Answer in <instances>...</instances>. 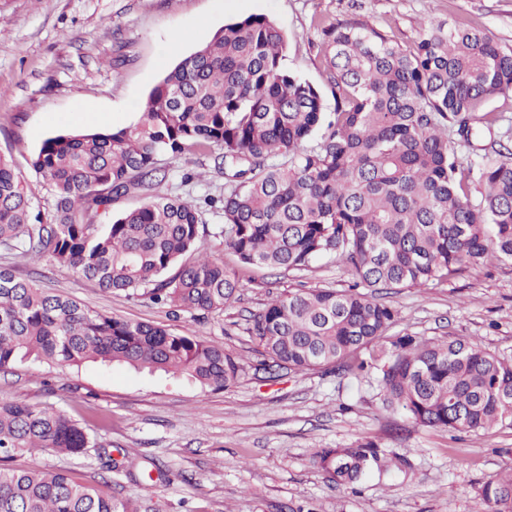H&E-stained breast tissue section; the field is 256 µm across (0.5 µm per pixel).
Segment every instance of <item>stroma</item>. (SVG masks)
<instances>
[{
	"label": "stroma",
	"instance_id": "stroma-1",
	"mask_svg": "<svg viewBox=\"0 0 512 512\" xmlns=\"http://www.w3.org/2000/svg\"><path fill=\"white\" fill-rule=\"evenodd\" d=\"M261 14L288 35L283 65L325 85L321 30L360 22L412 43L423 23L446 20L477 28L512 47V0H0V155L50 212V186L31 167L45 139L64 131L136 126L152 88L181 57L237 19ZM491 130L471 145L455 143L463 167L479 165L494 141L512 147V94L485 106ZM169 168L158 196L199 203L212 259L238 268L224 247L223 217L207 199L224 195V174L211 156H162ZM0 265L74 297L89 308L132 322L162 325L248 356L246 321L270 297L306 285L342 289L349 278L335 257L309 270L274 275L238 268L240 298L200 321L144 296L106 293L94 281L46 258L0 246ZM400 312L395 332L427 339L465 336L512 358V262L467 268L448 281L381 294ZM0 401H24L66 412L131 471L101 467L95 452L18 455L20 467L63 469L76 483L141 512H487L478 490L512 467V423L479 433H451L408 420L386 405L375 384L319 370L246 375L210 391L164 373L124 364L62 369L29 361L0 370ZM372 440L406 456L408 468L374 473L351 487L330 483L313 464L321 448Z\"/></svg>",
	"mask_w": 512,
	"mask_h": 512
}]
</instances>
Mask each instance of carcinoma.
<instances>
[{
    "instance_id": "1",
    "label": "carcinoma",
    "mask_w": 512,
    "mask_h": 512,
    "mask_svg": "<svg viewBox=\"0 0 512 512\" xmlns=\"http://www.w3.org/2000/svg\"><path fill=\"white\" fill-rule=\"evenodd\" d=\"M322 35L331 112L318 87L284 68L286 33L253 14L182 57L135 128L46 139L31 165L52 188V213L35 210L0 155V246L47 257L107 292L141 291L202 318L221 312L241 285L209 259V229L194 202L151 196L109 224L90 222L117 199L160 185L168 173L160 155L218 149L221 233L241 265L301 272L333 255L354 284L290 289L263 303L246 327L255 341L246 367L222 344L109 316L0 267L1 370L29 358L116 362L226 390L248 367L270 378L323 369L375 376L384 400L421 426L478 433L512 420L511 360L465 337L391 335L398 312L375 298L512 261V152L464 168L448 144L450 132L471 143L491 123L484 105L512 93V48L437 20L409 45L361 24ZM472 183L482 187L476 204ZM89 448L120 469L65 412L1 402L0 512H140L64 470L12 464L24 452ZM314 463L350 486L408 460L366 441L323 448ZM480 495L487 512H512V469L486 480Z\"/></svg>"
}]
</instances>
